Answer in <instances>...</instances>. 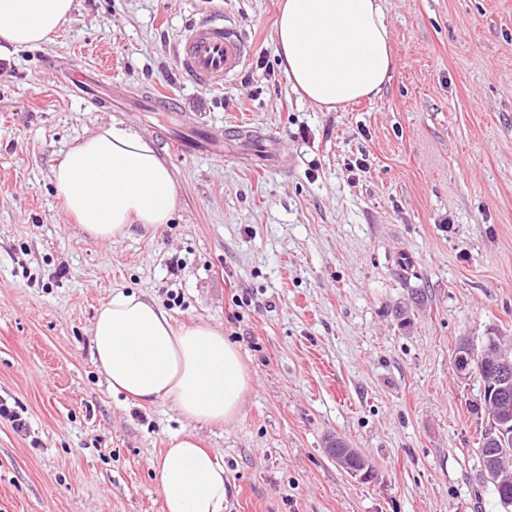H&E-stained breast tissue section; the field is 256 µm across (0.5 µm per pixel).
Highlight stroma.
Listing matches in <instances>:
<instances>
[{"instance_id":"stroma-1","label":"stroma","mask_w":512,"mask_h":512,"mask_svg":"<svg viewBox=\"0 0 512 512\" xmlns=\"http://www.w3.org/2000/svg\"><path fill=\"white\" fill-rule=\"evenodd\" d=\"M278 2L75 0L55 42L0 54V399L28 423L0 420V512H163L156 467L186 423L93 365L117 288L241 351L238 419L195 427L224 463L227 512H502L477 452L481 385L454 352L512 337V0H383L396 65L379 98L332 112L288 82ZM206 15L251 46L220 89L172 51ZM52 61L100 68L111 106L51 81ZM112 122L154 141L178 208L102 244L52 170ZM336 438L375 479L336 464Z\"/></svg>"}]
</instances>
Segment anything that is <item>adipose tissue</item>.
Returning <instances> with one entry per match:
<instances>
[{
  "mask_svg": "<svg viewBox=\"0 0 512 512\" xmlns=\"http://www.w3.org/2000/svg\"><path fill=\"white\" fill-rule=\"evenodd\" d=\"M73 8L74 0H0V51L53 42ZM275 45L292 88L329 112L380 96L395 66L380 0H282ZM53 184L83 234L102 243L134 224L170 223L177 205L175 174L153 142L114 124L77 138ZM91 342L113 393L170 401L190 425L170 436L156 468L166 512H226L224 465L192 427L238 419L251 377L236 345L205 323L176 326L144 293L125 290L100 306Z\"/></svg>",
  "mask_w": 512,
  "mask_h": 512,
  "instance_id": "ef3b65f1",
  "label": "adipose tissue"
}]
</instances>
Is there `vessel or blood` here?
<instances>
[{
    "mask_svg": "<svg viewBox=\"0 0 512 512\" xmlns=\"http://www.w3.org/2000/svg\"><path fill=\"white\" fill-rule=\"evenodd\" d=\"M250 45L237 26L228 19L202 18L176 42L178 64L196 84L222 87L244 66Z\"/></svg>",
    "mask_w": 512,
    "mask_h": 512,
    "instance_id": "obj_1",
    "label": "vessel or blood"
}]
</instances>
